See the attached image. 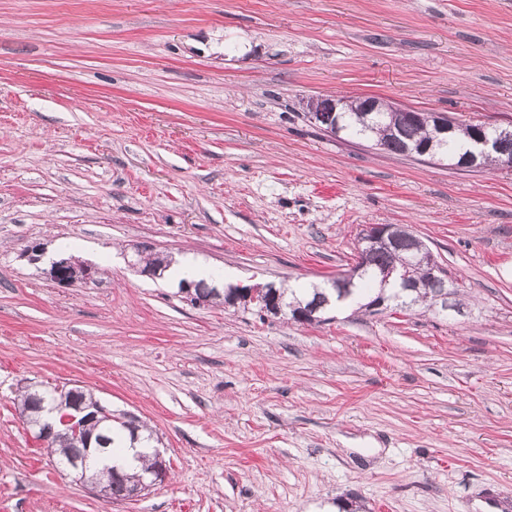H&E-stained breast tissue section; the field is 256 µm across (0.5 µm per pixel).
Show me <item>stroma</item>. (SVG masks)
Masks as SVG:
<instances>
[{"mask_svg":"<svg viewBox=\"0 0 512 512\" xmlns=\"http://www.w3.org/2000/svg\"><path fill=\"white\" fill-rule=\"evenodd\" d=\"M336 93L512 125V0H0V507L512 512V171L329 136L303 102ZM369 224L420 237L462 311L308 324L130 264L324 284ZM63 249L97 284L47 278ZM27 384L156 430L165 481L106 502L62 474ZM34 386L39 387L40 389L31 388ZM53 388L54 387L43 388L42 386L31 384L20 387L18 390L17 398H15L19 410L35 409L40 404L49 407L54 399V391L52 390Z\"/></svg>","mask_w":512,"mask_h":512,"instance_id":"obj_1","label":"stroma"}]
</instances>
